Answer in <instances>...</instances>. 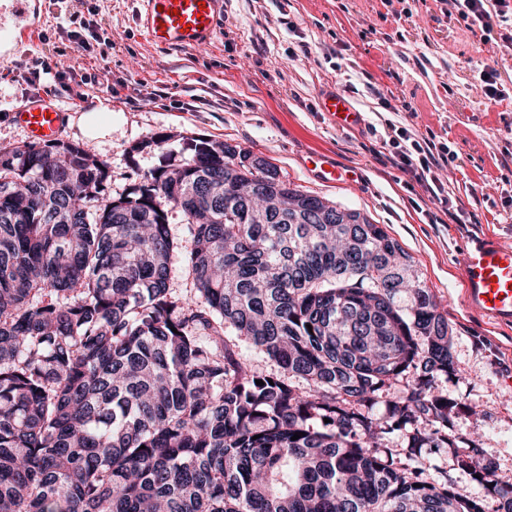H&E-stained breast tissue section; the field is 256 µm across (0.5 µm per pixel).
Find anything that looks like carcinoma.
Listing matches in <instances>:
<instances>
[{
	"instance_id": "1",
	"label": "carcinoma",
	"mask_w": 512,
	"mask_h": 512,
	"mask_svg": "<svg viewBox=\"0 0 512 512\" xmlns=\"http://www.w3.org/2000/svg\"><path fill=\"white\" fill-rule=\"evenodd\" d=\"M111 181L78 142L0 149V512H485L426 480L448 451L512 512L452 422L471 408L437 391L448 318L380 225L202 137L117 198ZM172 291L178 296H193L194 288L191 277L179 259L174 260L170 282Z\"/></svg>"
}]
</instances>
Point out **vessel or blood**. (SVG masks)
Returning a JSON list of instances; mask_svg holds the SVG:
<instances>
[{"label": "vessel or blood", "instance_id": "vessel-or-blood-1", "mask_svg": "<svg viewBox=\"0 0 512 512\" xmlns=\"http://www.w3.org/2000/svg\"><path fill=\"white\" fill-rule=\"evenodd\" d=\"M136 24L148 45L165 50L203 48L220 33L221 0H136ZM44 13L39 0H0V61L9 62L19 46L39 35ZM323 106L341 125L358 124L361 115L339 94L325 97ZM14 121L31 141L60 138L68 116L46 95L22 99L10 108ZM462 300L469 312L497 322H512V248L489 239L476 242L466 254Z\"/></svg>", "mask_w": 512, "mask_h": 512}]
</instances>
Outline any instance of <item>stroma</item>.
Segmentation results:
<instances>
[{"mask_svg":"<svg viewBox=\"0 0 512 512\" xmlns=\"http://www.w3.org/2000/svg\"><path fill=\"white\" fill-rule=\"evenodd\" d=\"M222 2L214 44L159 51L138 34L135 0H45L40 40L0 64V147L28 139L6 114L9 103L41 93L70 110L65 138L109 162L113 196L196 136L263 156L293 188L366 215L411 258L447 317L456 372L438 387L469 405L459 431L495 462L496 481L512 483V323L468 312L461 296L473 241L512 248V96L490 100L480 80L484 67L494 68L512 93L506 29L466 28L443 0ZM72 13L96 24L90 50L71 36ZM38 61L65 74L106 69L110 85L91 90L92 111L78 112L63 82L31 84ZM334 93L360 112L357 125L339 127L323 112L322 98ZM390 121L454 151L438 176L460 219L445 217L410 174L385 165ZM156 133L166 134L163 147L130 160V147ZM314 155L354 179L327 182L309 163ZM426 471L497 512V500L454 470L450 456H431Z\"/></svg>","mask_w":512,"mask_h":512,"instance_id":"obj_1","label":"stroma"}]
</instances>
